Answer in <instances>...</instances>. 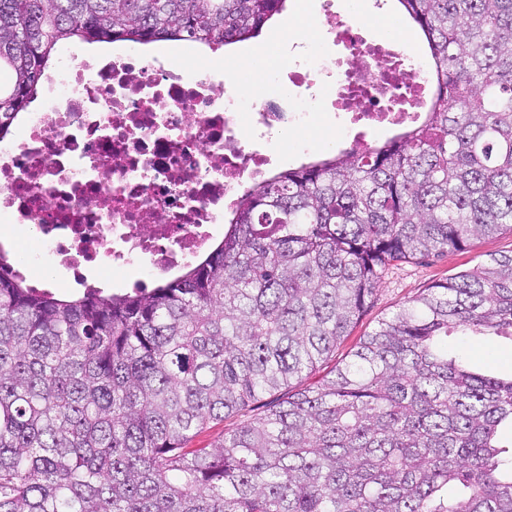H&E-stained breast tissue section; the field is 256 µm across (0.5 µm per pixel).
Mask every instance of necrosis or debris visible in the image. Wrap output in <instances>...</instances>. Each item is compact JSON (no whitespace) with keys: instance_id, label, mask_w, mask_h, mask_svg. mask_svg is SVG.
Listing matches in <instances>:
<instances>
[{"instance_id":"1","label":"necrosis or debris","mask_w":512,"mask_h":512,"mask_svg":"<svg viewBox=\"0 0 512 512\" xmlns=\"http://www.w3.org/2000/svg\"><path fill=\"white\" fill-rule=\"evenodd\" d=\"M289 73L257 70L262 97L224 87L210 63L172 66L134 49L68 60L19 132L0 139V222L88 287L86 271L171 279L210 247L246 185L265 181L279 135L322 120L343 144L370 126L420 122L434 94L405 46L337 18Z\"/></svg>"}]
</instances>
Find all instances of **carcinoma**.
<instances>
[{
	"instance_id": "1",
	"label": "carcinoma",
	"mask_w": 512,
	"mask_h": 512,
	"mask_svg": "<svg viewBox=\"0 0 512 512\" xmlns=\"http://www.w3.org/2000/svg\"><path fill=\"white\" fill-rule=\"evenodd\" d=\"M435 93L382 143L280 171L154 288L0 277V512H512V376L448 356L512 336V253L405 303L316 384L386 266L512 227V0H398ZM285 0H0V136L83 43L254 38ZM262 405L210 448L187 442Z\"/></svg>"
}]
</instances>
